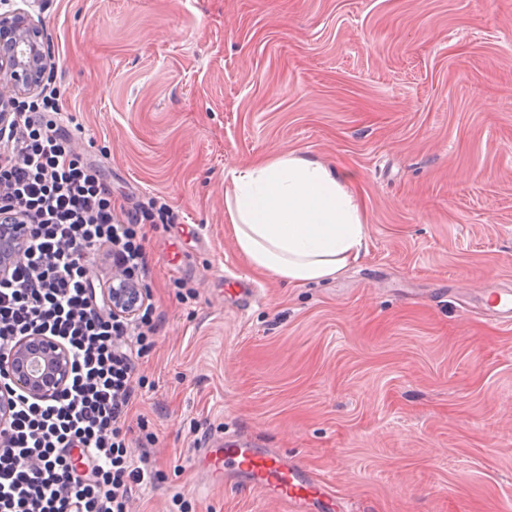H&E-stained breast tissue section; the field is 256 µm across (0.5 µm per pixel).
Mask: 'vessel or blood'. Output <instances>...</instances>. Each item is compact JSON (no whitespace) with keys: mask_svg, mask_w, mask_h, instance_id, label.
<instances>
[{"mask_svg":"<svg viewBox=\"0 0 512 512\" xmlns=\"http://www.w3.org/2000/svg\"><path fill=\"white\" fill-rule=\"evenodd\" d=\"M197 458L206 468L203 488H244L274 503L276 512H349L328 481L278 449L210 440Z\"/></svg>","mask_w":512,"mask_h":512,"instance_id":"vessel-or-blood-1","label":"vessel or blood"}]
</instances>
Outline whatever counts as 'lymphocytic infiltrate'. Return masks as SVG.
Here are the masks:
<instances>
[{
    "mask_svg": "<svg viewBox=\"0 0 512 512\" xmlns=\"http://www.w3.org/2000/svg\"><path fill=\"white\" fill-rule=\"evenodd\" d=\"M62 122L53 89L0 125V209L21 213L25 236L22 261L0 279V357L44 334L72 358L57 394L12 397L0 426V512H129L133 488L156 476L129 453L126 425L136 363L154 346V308L147 295L129 316L98 305L92 267L102 255L137 277L141 227L168 209H117L100 166L72 148Z\"/></svg>",
    "mask_w": 512,
    "mask_h": 512,
    "instance_id": "f902f5d3",
    "label": "lymphocytic infiltrate"
}]
</instances>
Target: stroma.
Masks as SVG:
<instances>
[{"label":"stroma","mask_w":512,"mask_h":512,"mask_svg":"<svg viewBox=\"0 0 512 512\" xmlns=\"http://www.w3.org/2000/svg\"><path fill=\"white\" fill-rule=\"evenodd\" d=\"M78 149L143 242L156 346L127 422L157 478L133 512H271L198 493L193 456L246 431L354 512H512V0H36ZM294 150L358 175L359 260L256 275L233 169Z\"/></svg>","instance_id":"obj_1"}]
</instances>
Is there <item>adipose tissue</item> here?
Listing matches in <instances>:
<instances>
[{
  "instance_id": "1",
  "label": "adipose tissue",
  "mask_w": 512,
  "mask_h": 512,
  "mask_svg": "<svg viewBox=\"0 0 512 512\" xmlns=\"http://www.w3.org/2000/svg\"><path fill=\"white\" fill-rule=\"evenodd\" d=\"M354 175L294 151L232 170L224 204L251 269L298 286L336 277L358 260L366 221Z\"/></svg>"
}]
</instances>
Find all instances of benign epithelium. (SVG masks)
Returning a JSON list of instances; mask_svg holds the SVG:
<instances>
[{"label": "benign epithelium", "instance_id": "benign-epithelium-1", "mask_svg": "<svg viewBox=\"0 0 512 512\" xmlns=\"http://www.w3.org/2000/svg\"><path fill=\"white\" fill-rule=\"evenodd\" d=\"M51 67L40 27L20 9L0 13V118L9 115L11 103L36 91ZM20 216L0 211V278L7 276L21 249ZM106 303L115 312L134 311L139 286L125 280L103 288ZM0 366L9 370L14 390L43 399L63 387L70 356L66 347L50 336L22 339Z\"/></svg>", "mask_w": 512, "mask_h": 512}]
</instances>
